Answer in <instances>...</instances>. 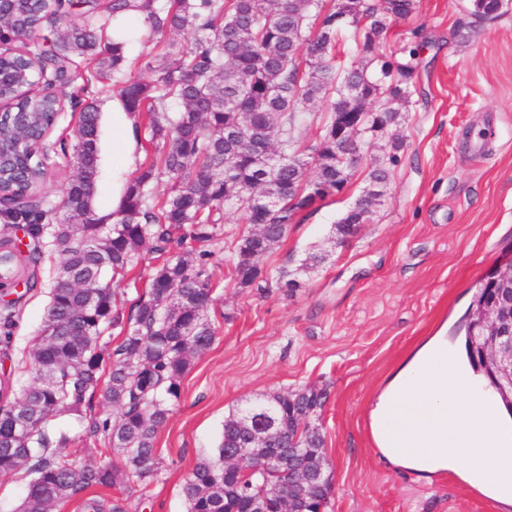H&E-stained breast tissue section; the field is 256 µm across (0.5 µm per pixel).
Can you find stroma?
Listing matches in <instances>:
<instances>
[{
	"label": "stroma",
	"mask_w": 512,
	"mask_h": 512,
	"mask_svg": "<svg viewBox=\"0 0 512 512\" xmlns=\"http://www.w3.org/2000/svg\"><path fill=\"white\" fill-rule=\"evenodd\" d=\"M474 24L468 38L458 27ZM420 45L408 102L395 101L403 140L386 196L345 247L329 242L336 221L360 195L366 170L346 192L327 200L265 256L271 276L295 269L311 252L330 251L323 267L304 275L294 293L273 287L240 288L231 280V245L244 226L226 209L211 269L215 286L209 315L217 333L182 380L156 446L153 481L133 492L90 488L53 512H87L100 501L112 512H186L182 486L195 464L216 455L224 419L264 395L313 387L326 391L316 416L325 436L333 493L327 512H501L498 503L441 475L431 482L381 463L370 435L367 402L421 340L444 333L464 352L465 312L477 287L512 252V5L499 17L473 23L470 0H419L416 14L392 24L385 52ZM100 166L95 210L112 212L116 138L112 90L98 93ZM78 113L64 108L45 140L43 191L59 206L77 169L72 146ZM60 261L45 251L38 286L0 290V310L13 302L10 348L0 347V373L26 378V355L38 338ZM102 392L91 418L116 417ZM91 418L67 412L53 428L66 432L77 464L117 460Z\"/></svg>",
	"instance_id": "1"
}]
</instances>
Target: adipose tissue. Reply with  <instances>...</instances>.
Masks as SVG:
<instances>
[{"instance_id":"adipose-tissue-1","label":"adipose tissue","mask_w":512,"mask_h":512,"mask_svg":"<svg viewBox=\"0 0 512 512\" xmlns=\"http://www.w3.org/2000/svg\"><path fill=\"white\" fill-rule=\"evenodd\" d=\"M118 138L114 210H121L125 173L135 165L137 119L122 94L112 100ZM487 382L433 336L415 350L371 398V433L381 458L429 481L452 473L497 503L512 505V418Z\"/></svg>"}]
</instances>
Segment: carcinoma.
<instances>
[{
	"instance_id": "1",
	"label": "carcinoma",
	"mask_w": 512,
	"mask_h": 512,
	"mask_svg": "<svg viewBox=\"0 0 512 512\" xmlns=\"http://www.w3.org/2000/svg\"><path fill=\"white\" fill-rule=\"evenodd\" d=\"M477 21L494 16L495 0H472ZM131 8L147 12L154 34L190 31L191 44L167 53L150 67L151 84L127 81L122 93L129 110L162 143L159 155L131 180L126 203L112 224L102 223L94 208L99 169L100 111L87 94L92 82L112 84L122 72V48L108 37L112 20ZM417 8L416 0H0V23L20 29L26 49L0 57V67L22 80L4 88L5 98H22L21 107L36 113L43 130L62 110L61 85L73 84L76 58L95 63L84 79L73 145L78 173L62 190L63 222L42 224L51 209L38 195L45 169L38 155L15 130L3 125L4 139L23 157L25 175L4 177L0 214L25 223L27 261L37 265L41 247L61 260L55 279L66 277L75 287L53 286L38 342L30 352L28 382L0 377V475L21 470L31 479L19 505L21 512H51L56 504L91 486L149 484L155 475L156 437L168 416V405L181 396V381L192 359L210 348L216 327L208 317L213 286L210 268L221 235L224 210L236 208L247 225L238 238L231 277L241 288L269 283L263 257L282 241L288 225L303 223L312 208L348 190L359 170L367 167L361 195L380 205L392 169L400 163L402 139L390 132L399 115L390 109H369L384 98L402 100L418 66L419 48L399 49L402 59L386 54L391 23ZM79 15L82 21L73 19ZM65 33L44 32L43 17ZM360 35L362 48L348 66L336 63V39L345 28ZM48 73L42 92L24 97L40 73ZM175 99L182 110L172 117L167 104ZM327 103V116L316 142L305 144L302 128L315 117L304 106ZM363 112L367 118L354 133L351 146L361 150L360 166L336 157V113ZM389 134L391 152L381 162L368 154L371 138ZM314 168L313 178L307 177ZM168 178L169 184L154 188ZM369 216L352 205L336 222L333 233L354 236V227ZM150 246L164 258L150 280L148 292L129 311L117 300L119 281L134 265L140 250ZM181 251H172L173 246ZM327 259L311 254L276 279L288 292L302 287L300 275ZM21 254L11 240L0 239V282L19 275ZM481 285L471 301L472 323L492 295ZM124 333L113 352L99 344L108 328ZM465 354L475 372L488 376L465 330ZM112 364L103 396L119 409L114 420H92L123 457V465H78L65 448L63 433L50 434L61 411L83 413L87 394L100 386L101 369ZM325 392L313 388L278 393L253 407V422L241 413L224 420L218 457L196 463L182 487L187 512H288V482L302 453L325 451V437L313 416ZM270 430L265 447L233 465L225 459L252 444V430ZM302 512H325L332 493L330 476L300 490Z\"/></svg>"
}]
</instances>
